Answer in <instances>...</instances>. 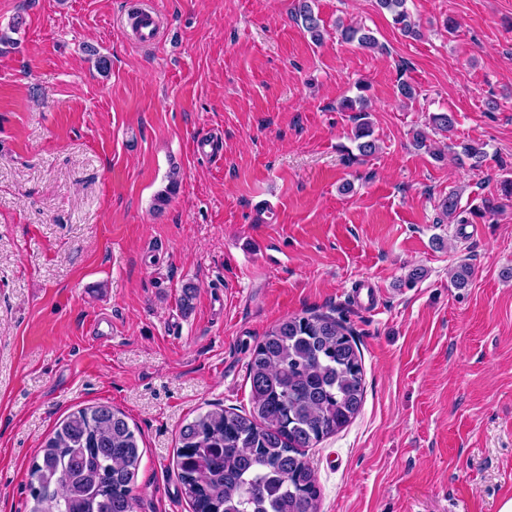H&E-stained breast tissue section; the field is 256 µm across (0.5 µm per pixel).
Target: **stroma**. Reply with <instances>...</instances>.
<instances>
[{
    "mask_svg": "<svg viewBox=\"0 0 512 512\" xmlns=\"http://www.w3.org/2000/svg\"><path fill=\"white\" fill-rule=\"evenodd\" d=\"M133 3L0 0L14 39L0 45V512H29L42 444L94 405L140 432L135 512H192L181 426L216 405L250 411L253 349L307 310L353 330L365 386L357 416L307 451L319 512H499L512 498V0H407L416 38L376 0H315L319 45L294 0H153L147 48L127 35ZM340 19L379 49L342 41ZM361 83L367 157L336 109ZM438 112L455 124L435 159L413 134ZM206 135L221 161L196 151ZM464 141L484 146L481 170L457 161ZM451 192L465 208L493 199L494 221H439ZM363 279L375 308L354 298Z\"/></svg>",
    "mask_w": 512,
    "mask_h": 512,
    "instance_id": "1",
    "label": "stroma"
}]
</instances>
